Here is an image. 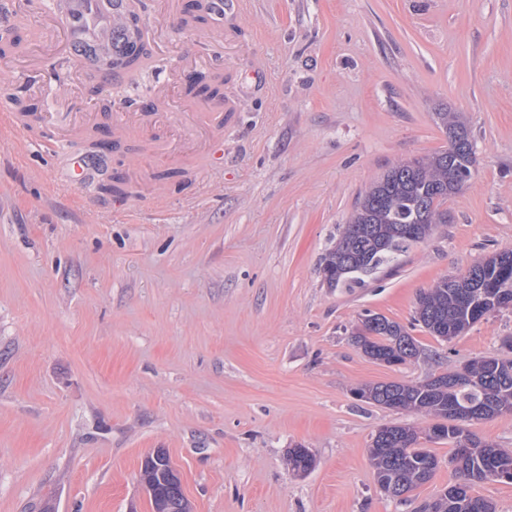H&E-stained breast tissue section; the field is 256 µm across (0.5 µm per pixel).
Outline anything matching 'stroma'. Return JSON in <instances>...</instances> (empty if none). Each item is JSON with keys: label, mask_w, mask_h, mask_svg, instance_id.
Instances as JSON below:
<instances>
[{"label": "stroma", "mask_w": 512, "mask_h": 512, "mask_svg": "<svg viewBox=\"0 0 512 512\" xmlns=\"http://www.w3.org/2000/svg\"><path fill=\"white\" fill-rule=\"evenodd\" d=\"M138 14L148 64L109 87L70 57L0 61V96L36 121L0 136V512H151L143 460L164 450L191 512H420L448 466L405 501L377 485L369 445L430 416L358 400L378 382H419L500 352L512 310L449 343L412 326L417 296L512 249V0H240L224 39L176 29L157 0ZM193 47L198 75L224 71L220 157L190 180L118 199L71 182L49 116L77 109L106 131L149 99ZM147 115L105 177L203 143L189 111ZM462 113L475 174L447 223L392 271L332 288L320 266L359 197L394 164L448 146L436 111ZM408 326L402 365L366 357L365 314ZM309 448L305 475L289 448ZM288 465L296 474H306L315 465V459L308 448L297 445L288 450Z\"/></svg>", "instance_id": "1"}]
</instances>
